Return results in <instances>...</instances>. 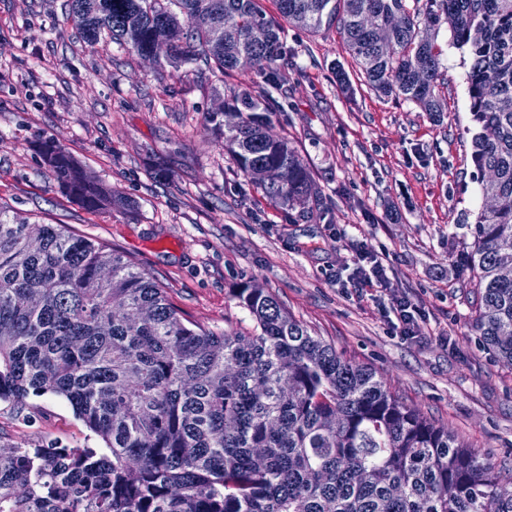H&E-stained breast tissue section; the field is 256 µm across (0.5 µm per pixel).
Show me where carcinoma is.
<instances>
[{"label":"carcinoma","instance_id":"obj_1","mask_svg":"<svg viewBox=\"0 0 512 512\" xmlns=\"http://www.w3.org/2000/svg\"><path fill=\"white\" fill-rule=\"evenodd\" d=\"M66 0L83 39L141 55L166 45L178 71L233 70L250 56L257 87L277 86L282 22L336 29L366 83L441 116L437 38L467 52L471 160L483 197L470 270L474 329L512 365V0ZM280 107L233 92L209 129L271 202L313 195L297 150L276 131ZM43 154L60 190L90 210L128 202L55 144ZM236 299L248 334L183 318L131 260L59 224L0 211V401L68 402L96 448L0 443V512H512V487L451 432L399 402L371 370L309 334L263 289Z\"/></svg>","mask_w":512,"mask_h":512}]
</instances>
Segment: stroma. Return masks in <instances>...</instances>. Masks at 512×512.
<instances>
[{
  "instance_id": "stroma-1",
  "label": "stroma",
  "mask_w": 512,
  "mask_h": 512,
  "mask_svg": "<svg viewBox=\"0 0 512 512\" xmlns=\"http://www.w3.org/2000/svg\"><path fill=\"white\" fill-rule=\"evenodd\" d=\"M65 4L0 0V211L65 225L131 258L183 316L217 332L251 331L233 290L263 288L512 486V366L472 328L480 291L463 264L483 204L469 60L447 32L438 36L447 110L437 119L373 90L336 31L285 25L287 80L270 96L317 189L302 214L265 198L204 126L230 91L253 87L251 65L218 78L201 62L176 73L112 42L91 46ZM338 63L351 91L336 83ZM48 141L130 208L92 213L60 193L41 153ZM360 252L375 254L394 292L419 308L413 335H400L370 297L337 285V266ZM0 435L22 446L102 445L53 396L22 410L0 401Z\"/></svg>"
}]
</instances>
